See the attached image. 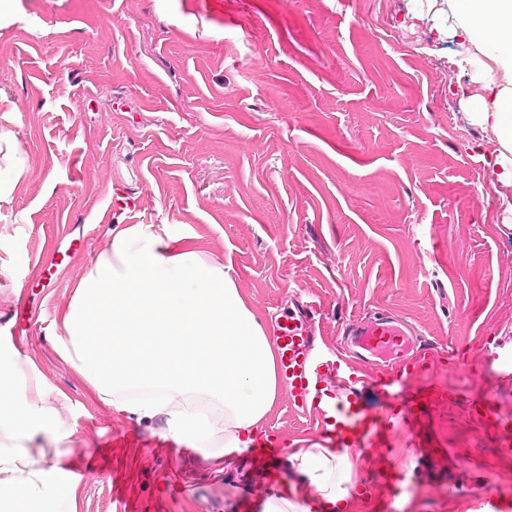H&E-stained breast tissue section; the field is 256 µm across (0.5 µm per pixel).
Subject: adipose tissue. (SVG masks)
Here are the masks:
<instances>
[{
	"instance_id": "ef3b65f1",
	"label": "adipose tissue",
	"mask_w": 512,
	"mask_h": 512,
	"mask_svg": "<svg viewBox=\"0 0 512 512\" xmlns=\"http://www.w3.org/2000/svg\"><path fill=\"white\" fill-rule=\"evenodd\" d=\"M496 92L476 98L473 119L503 149L500 182L512 184V0H453ZM59 358L98 399L193 448L261 446L277 399V348L223 262L168 227L126 224L90 258L50 335ZM28 358L0 362V512H79L80 482L63 461L77 423L71 400L44 395ZM356 451L292 444L294 480L280 481L263 512H347L357 489Z\"/></svg>"
}]
</instances>
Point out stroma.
I'll list each match as a JSON object with an SVG mask.
<instances>
[{"mask_svg": "<svg viewBox=\"0 0 512 512\" xmlns=\"http://www.w3.org/2000/svg\"><path fill=\"white\" fill-rule=\"evenodd\" d=\"M448 0H12L0 13V132L25 160L0 201V333L64 391L78 432L81 512H262L287 457L217 461L105 406L48 337L114 225L172 227L229 267L267 323L313 302L314 377L336 383L346 323L386 311L419 347L459 348L434 379L490 388L512 415V186L472 121L484 94ZM29 265L15 268L13 253ZM470 363L462 374V363ZM265 428L317 440L287 387ZM461 403L437 412L445 449L398 436L357 460L348 512H473L512 457Z\"/></svg>", "mask_w": 512, "mask_h": 512, "instance_id": "35a3bbf8", "label": "stroma"}]
</instances>
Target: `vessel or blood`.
Instances as JSON below:
<instances>
[{
    "label": "vessel or blood",
    "mask_w": 512,
    "mask_h": 512,
    "mask_svg": "<svg viewBox=\"0 0 512 512\" xmlns=\"http://www.w3.org/2000/svg\"><path fill=\"white\" fill-rule=\"evenodd\" d=\"M307 325L308 314L304 311L278 318L275 327L278 370L288 385L294 404L309 405L316 410L323 438L347 439L355 448H383L399 431L409 439L417 454L435 460L442 450L431 433V418L442 406L461 401L476 417L491 420V434L497 447L502 454L512 455V417L495 410L491 390L439 383L416 385V378L429 373L434 354L423 349L413 357H406L408 329L386 315L348 325L355 347L370 353L395 351L399 354L391 373L369 380L382 404L369 409L353 402L344 417H337L335 402L325 400L323 394L311 390ZM475 498L481 512H512V506L503 503L488 485H481Z\"/></svg>",
    "instance_id": "vessel-or-blood-1"
}]
</instances>
